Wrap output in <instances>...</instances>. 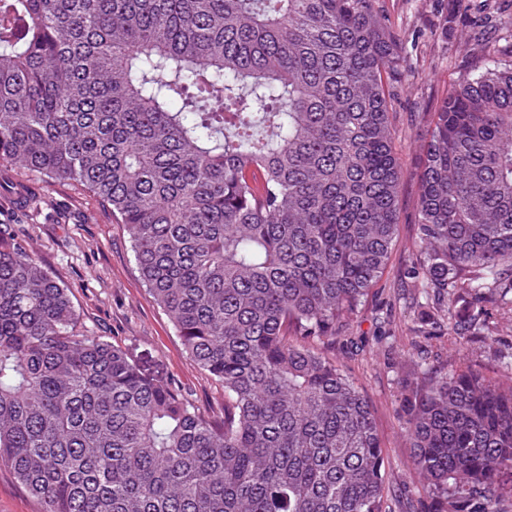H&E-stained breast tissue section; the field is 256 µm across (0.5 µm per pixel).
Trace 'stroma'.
<instances>
[{
	"instance_id": "35a3bbf8",
	"label": "stroma",
	"mask_w": 512,
	"mask_h": 512,
	"mask_svg": "<svg viewBox=\"0 0 512 512\" xmlns=\"http://www.w3.org/2000/svg\"><path fill=\"white\" fill-rule=\"evenodd\" d=\"M401 40L407 70L392 99L394 149L404 170L400 225L387 273L351 321L346 336L326 344L372 405L385 459L389 512H425L424 481L404 435L402 383L413 361L438 367L479 363L491 375L512 365V333L457 342L444 333L413 332L433 299L412 288L420 261L416 198L430 113L464 71L512 63V0H376ZM0 229L32 249L69 288L77 327L125 352L143 372L221 417L224 390L187 355L170 320L149 297L130 237L110 206L76 182L50 184L0 166ZM7 467H0V512H44Z\"/></svg>"
}]
</instances>
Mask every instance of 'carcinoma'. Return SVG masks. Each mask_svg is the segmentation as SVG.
Returning a JSON list of instances; mask_svg holds the SVG:
<instances>
[{
    "mask_svg": "<svg viewBox=\"0 0 512 512\" xmlns=\"http://www.w3.org/2000/svg\"><path fill=\"white\" fill-rule=\"evenodd\" d=\"M403 47L375 0H0V164L75 181L126 225L151 298L224 388L198 412L77 328L0 233V466L45 512H386L382 442L317 346L387 270ZM416 329L497 336L512 306V65L432 112ZM404 429L431 512L512 483V373L414 372Z\"/></svg>",
    "mask_w": 512,
    "mask_h": 512,
    "instance_id": "1",
    "label": "carcinoma"
}]
</instances>
